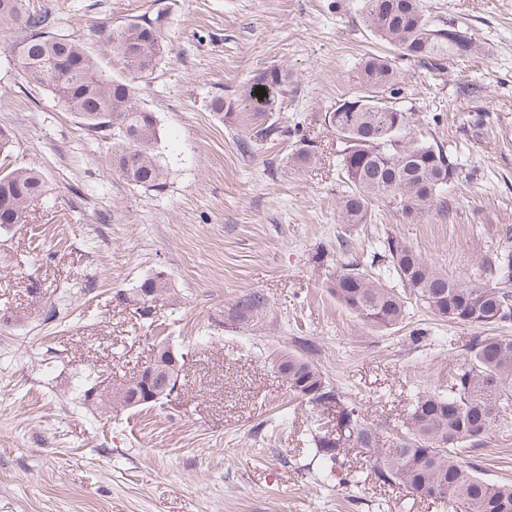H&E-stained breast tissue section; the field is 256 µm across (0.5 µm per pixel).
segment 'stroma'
I'll return each instance as SVG.
<instances>
[{"label": "stroma", "instance_id": "35a3bbf8", "mask_svg": "<svg viewBox=\"0 0 512 512\" xmlns=\"http://www.w3.org/2000/svg\"><path fill=\"white\" fill-rule=\"evenodd\" d=\"M426 3L467 26L473 45L437 74L398 60L411 116L398 139L457 159L453 215L409 221L382 208L373 223L343 224L339 143L324 117L357 93L361 60L388 52L358 0H27L119 78L100 30L161 15L166 51L143 98L167 179L150 190L108 172L111 139L0 54V131L12 142L0 169L34 168L46 182L25 222L0 232V512H470L378 482L361 448L347 455L358 488L317 481L311 437L334 429L336 407L299 404L277 371L281 353L310 345L368 424L401 431L418 393L447 388L477 330L421 307L399 329L362 324L331 290L339 241L368 262L391 233L474 281L483 260L512 251V0ZM272 66L293 74L273 116L290 136L262 140L250 113L210 110ZM470 84L477 97L462 95ZM307 144L312 163L294 166ZM157 273L177 298L145 314L125 294ZM250 291L266 308L233 318ZM158 337L180 357L170 402L118 413L85 402L91 379L113 387L149 365ZM472 458L512 484V417Z\"/></svg>", "mask_w": 512, "mask_h": 512}]
</instances>
